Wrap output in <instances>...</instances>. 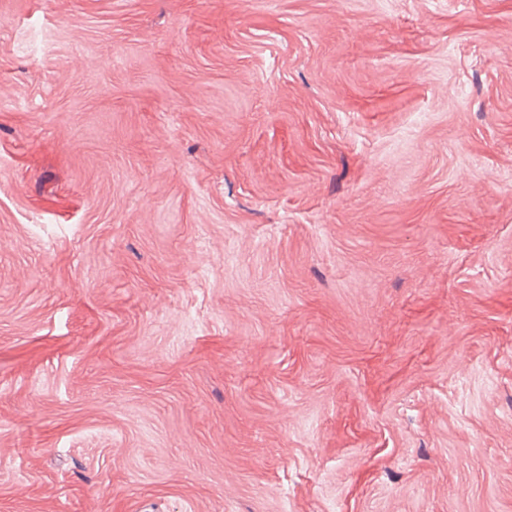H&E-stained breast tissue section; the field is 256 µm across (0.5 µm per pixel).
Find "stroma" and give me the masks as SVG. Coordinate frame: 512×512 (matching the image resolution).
Segmentation results:
<instances>
[{"mask_svg":"<svg viewBox=\"0 0 512 512\" xmlns=\"http://www.w3.org/2000/svg\"><path fill=\"white\" fill-rule=\"evenodd\" d=\"M0 512H512V0H0Z\"/></svg>","mask_w":512,"mask_h":512,"instance_id":"obj_1","label":"stroma"}]
</instances>
